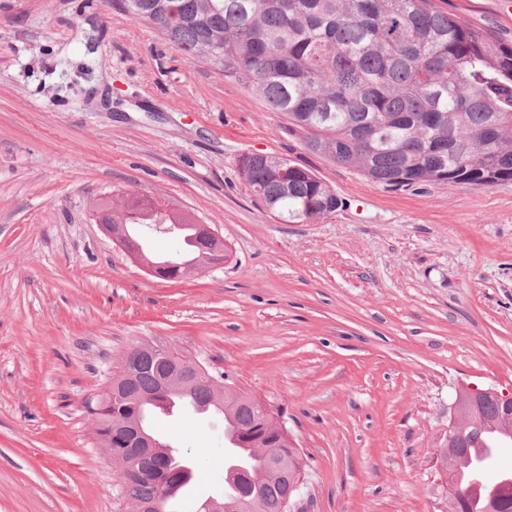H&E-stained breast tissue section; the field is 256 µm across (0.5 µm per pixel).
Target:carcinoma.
<instances>
[{
	"mask_svg": "<svg viewBox=\"0 0 512 512\" xmlns=\"http://www.w3.org/2000/svg\"><path fill=\"white\" fill-rule=\"evenodd\" d=\"M113 6L164 34L184 55L206 61L224 78L260 96L285 115L288 132L304 147L352 167L392 188L421 182L475 188L512 181V44L467 19L441 10L433 0H113ZM239 171L253 195L284 224H304L341 204L310 169L286 158L247 154ZM103 224H120L129 249L146 257L131 227L159 234L158 224L178 230L196 226L198 249L168 271L177 280L198 266L201 252L222 264L205 229L135 193L96 204ZM141 369L117 375L129 400L101 397L91 410L95 435L116 464L121 421L134 420L162 450L139 456L142 477L128 484L124 498L137 509L160 500L162 512L185 484L160 493L153 474L168 452L151 410L187 396L200 407H221L234 447L258 483L247 497L248 512H288L291 486H302L306 464L297 447L251 395L212 382L176 381L160 393L162 376L150 347L139 346ZM512 425L504 408L487 399L465 412L467 449L454 454L451 469L478 458L489 436ZM483 512H512V488L485 502Z\"/></svg>",
	"mask_w": 512,
	"mask_h": 512,
	"instance_id": "1",
	"label": "carcinoma"
}]
</instances>
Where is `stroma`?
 Returning <instances> with one entry per match:
<instances>
[{"label": "stroma", "mask_w": 512, "mask_h": 512, "mask_svg": "<svg viewBox=\"0 0 512 512\" xmlns=\"http://www.w3.org/2000/svg\"><path fill=\"white\" fill-rule=\"evenodd\" d=\"M435 2L512 41V0ZM287 125L112 0H0V512H132L85 403L144 344L283 411L307 463L294 512H448L457 391L512 389V182L388 188ZM246 153L309 167L343 207L281 223ZM131 190L229 260L147 275L92 212ZM163 428L215 496L213 424Z\"/></svg>", "instance_id": "obj_1"}]
</instances>
